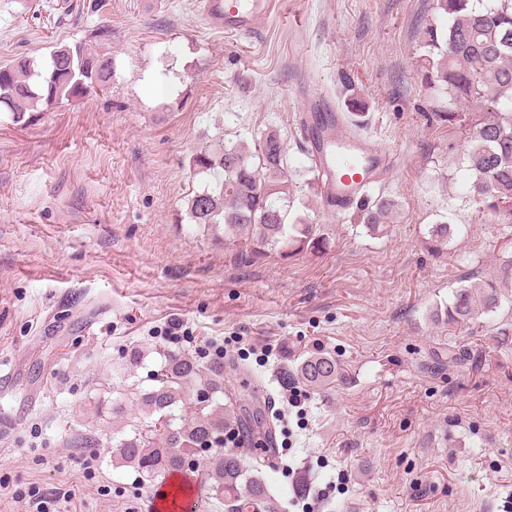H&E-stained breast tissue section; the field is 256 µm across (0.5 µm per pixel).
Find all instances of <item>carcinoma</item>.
Here are the masks:
<instances>
[{
  "instance_id": "cac0c4a2",
  "label": "carcinoma",
  "mask_w": 512,
  "mask_h": 512,
  "mask_svg": "<svg viewBox=\"0 0 512 512\" xmlns=\"http://www.w3.org/2000/svg\"><path fill=\"white\" fill-rule=\"evenodd\" d=\"M430 19L419 29L418 74L437 118L461 130L457 177L467 202L512 224V0H430ZM112 79V59L92 54L80 43L58 44L44 70L34 60L17 58L0 65V112L16 123L38 106L77 101ZM190 170L204 178L189 195L187 214L195 224L223 233L224 245L245 248L257 260L277 251L283 256L320 252L326 247L318 225L293 212L295 199L288 159L280 136L264 132L248 146L224 140L196 150ZM395 201L379 197L358 208L360 223L376 231L390 223ZM456 230L445 220L429 236L436 250L446 249ZM512 286V259L501 267L500 282L457 287L448 303V323L467 327L502 302L501 289ZM294 374L318 392L336 386L342 375L325 352L301 356ZM155 384L138 392L127 422L130 433H112L114 459L153 482L179 473L197 474L208 490L202 507L224 512H279L264 481L273 467L260 453L224 450V434L246 428L234 391L224 384V368L192 355L164 354ZM211 394L201 404V392ZM207 452L187 470L183 457Z\"/></svg>"
}]
</instances>
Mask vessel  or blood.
I'll use <instances>...</instances> for the list:
<instances>
[{
	"label": "vessel or blood",
	"instance_id": "vessel-or-blood-1",
	"mask_svg": "<svg viewBox=\"0 0 512 512\" xmlns=\"http://www.w3.org/2000/svg\"><path fill=\"white\" fill-rule=\"evenodd\" d=\"M198 6L211 29L249 34L270 16L273 0H198ZM297 126L326 210L344 214L367 197L370 186L388 179L394 167L389 153L351 130L324 98L298 114Z\"/></svg>",
	"mask_w": 512,
	"mask_h": 512
}]
</instances>
